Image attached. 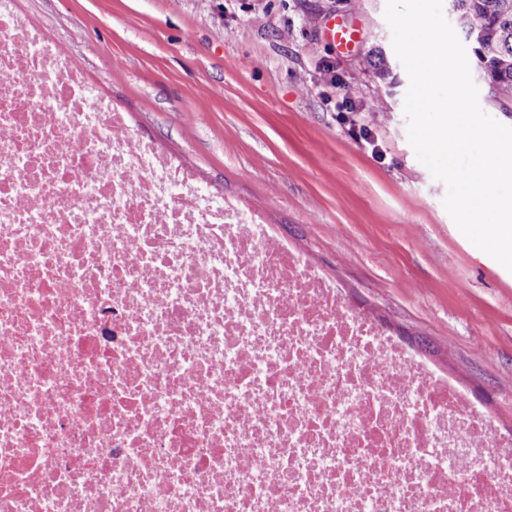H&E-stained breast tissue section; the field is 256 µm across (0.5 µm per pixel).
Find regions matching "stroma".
<instances>
[{
  "label": "stroma",
  "instance_id": "obj_1",
  "mask_svg": "<svg viewBox=\"0 0 512 512\" xmlns=\"http://www.w3.org/2000/svg\"><path fill=\"white\" fill-rule=\"evenodd\" d=\"M16 3L204 185L265 218L366 314L425 337L512 437V272L461 233L415 155L386 0ZM334 16L359 32L349 53L324 36ZM374 50L389 75L363 66ZM345 97L380 154L339 122Z\"/></svg>",
  "mask_w": 512,
  "mask_h": 512
}]
</instances>
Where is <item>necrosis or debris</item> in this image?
I'll list each match as a JSON object with an SVG mask.
<instances>
[{
    "label": "necrosis or debris",
    "instance_id": "necrosis-or-debris-1",
    "mask_svg": "<svg viewBox=\"0 0 512 512\" xmlns=\"http://www.w3.org/2000/svg\"><path fill=\"white\" fill-rule=\"evenodd\" d=\"M0 512H512V443L0 0Z\"/></svg>",
    "mask_w": 512,
    "mask_h": 512
}]
</instances>
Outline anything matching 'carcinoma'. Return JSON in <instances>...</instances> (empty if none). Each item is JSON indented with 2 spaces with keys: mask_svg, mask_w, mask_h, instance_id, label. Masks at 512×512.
Segmentation results:
<instances>
[{
  "mask_svg": "<svg viewBox=\"0 0 512 512\" xmlns=\"http://www.w3.org/2000/svg\"><path fill=\"white\" fill-rule=\"evenodd\" d=\"M462 31L475 18L483 25L475 51L481 74L500 108L512 109V0H448Z\"/></svg>",
  "mask_w": 512,
  "mask_h": 512,
  "instance_id": "1",
  "label": "carcinoma"
}]
</instances>
